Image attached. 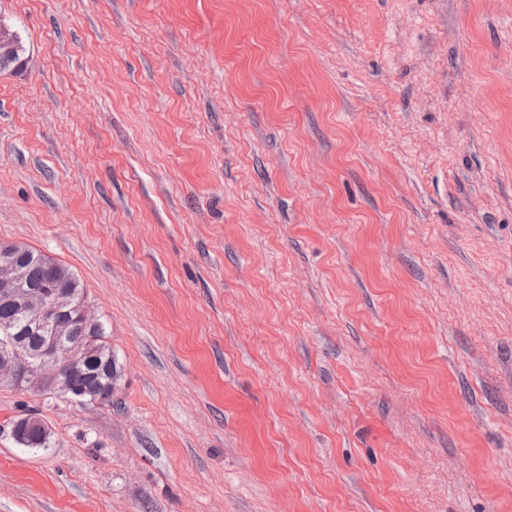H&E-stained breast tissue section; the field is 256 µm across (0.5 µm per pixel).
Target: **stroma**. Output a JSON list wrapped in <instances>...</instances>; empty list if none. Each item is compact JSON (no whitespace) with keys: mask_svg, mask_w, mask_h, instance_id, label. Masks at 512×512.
<instances>
[{"mask_svg":"<svg viewBox=\"0 0 512 512\" xmlns=\"http://www.w3.org/2000/svg\"><path fill=\"white\" fill-rule=\"evenodd\" d=\"M0 27V243L80 278L120 371L0 383V512H512V0ZM4 39H0V69L10 68L16 66V69L21 67V54L23 52V45L21 39L16 34H9L4 31ZM28 416L34 417L41 423V425H35L28 434L22 436H19L17 431L12 427L13 438L19 445L26 448H49L51 433L48 430L46 423L39 417L32 416V414H29Z\"/></svg>","mask_w":512,"mask_h":512,"instance_id":"obj_1","label":"stroma"}]
</instances>
